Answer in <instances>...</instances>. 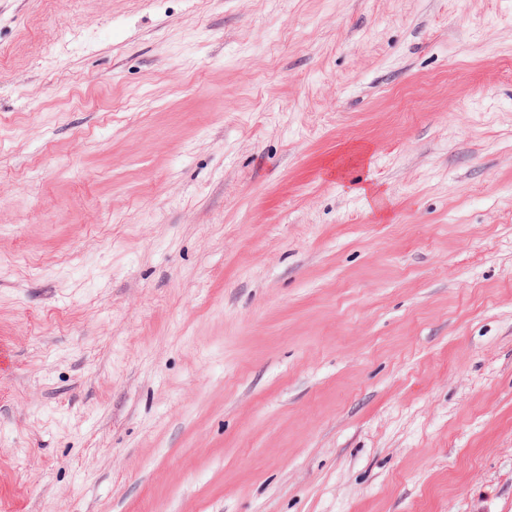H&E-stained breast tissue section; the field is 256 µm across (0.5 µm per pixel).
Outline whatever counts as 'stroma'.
Listing matches in <instances>:
<instances>
[{
    "instance_id": "35a3bbf8",
    "label": "stroma",
    "mask_w": 512,
    "mask_h": 512,
    "mask_svg": "<svg viewBox=\"0 0 512 512\" xmlns=\"http://www.w3.org/2000/svg\"><path fill=\"white\" fill-rule=\"evenodd\" d=\"M0 512H512V0H0Z\"/></svg>"
}]
</instances>
